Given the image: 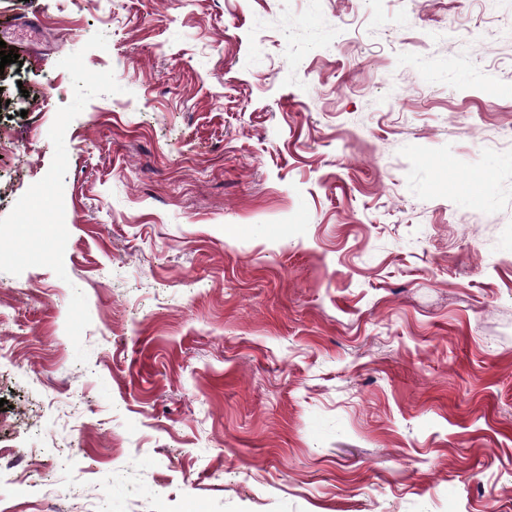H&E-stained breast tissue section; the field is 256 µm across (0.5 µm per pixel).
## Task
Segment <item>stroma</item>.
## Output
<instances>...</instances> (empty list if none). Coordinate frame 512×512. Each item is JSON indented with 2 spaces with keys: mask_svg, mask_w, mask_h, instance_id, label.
<instances>
[{
  "mask_svg": "<svg viewBox=\"0 0 512 512\" xmlns=\"http://www.w3.org/2000/svg\"><path fill=\"white\" fill-rule=\"evenodd\" d=\"M0 40V218L59 60L122 87L66 131V279L0 272L1 501L512 512V0H0Z\"/></svg>",
  "mask_w": 512,
  "mask_h": 512,
  "instance_id": "1",
  "label": "stroma"
}]
</instances>
